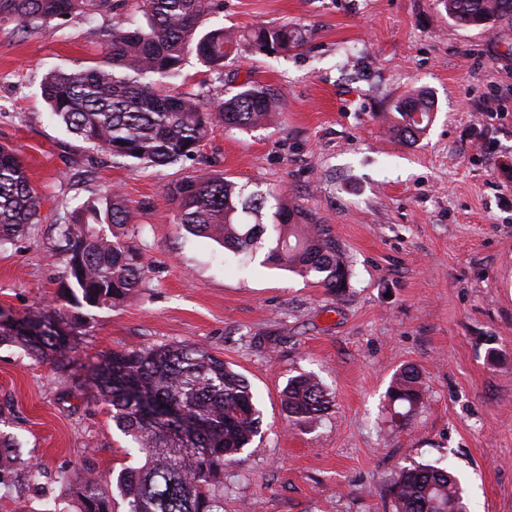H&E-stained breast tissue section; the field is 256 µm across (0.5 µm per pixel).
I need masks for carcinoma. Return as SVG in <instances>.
I'll return each instance as SVG.
<instances>
[{
    "label": "carcinoma",
    "mask_w": 512,
    "mask_h": 512,
    "mask_svg": "<svg viewBox=\"0 0 512 512\" xmlns=\"http://www.w3.org/2000/svg\"><path fill=\"white\" fill-rule=\"evenodd\" d=\"M448 17L462 25L484 26L512 18V0H441ZM145 24L130 27L107 20L90 29L109 68L84 67L53 74L42 84L50 117L96 150L132 166L165 167L193 157L217 125L251 130L273 111L268 93L251 83L214 107L199 96L158 91L176 84L185 55L194 53L219 81L236 40L203 21L222 8L220 0H140ZM114 9L112 0H0V20L22 30L46 28L88 11ZM246 40L257 52L281 55L301 46L292 26L264 24ZM398 136L415 143L425 135L432 105L422 94L397 105ZM177 205L176 223L191 234L247 253L267 232L275 235L266 261L302 276L321 275L327 288H344L349 270L338 240L325 224L308 223L284 195H243L224 177L187 178L167 188ZM272 210L271 225L261 221ZM39 201L16 150L0 145V247L38 223ZM134 223V209L109 189L67 214L66 298L76 308L110 306L139 287L142 256L97 231L101 224ZM76 323L57 312L22 320L0 318V344L22 348L33 359L65 371ZM92 382L112 409V422L131 437L144 462L118 475L127 512H223L216 483L224 466L236 461L259 432L248 380L223 359L197 344L132 348L105 356L92 368ZM419 370L407 366L394 377L388 397L394 414L408 420L424 404ZM284 408L295 423L320 419L330 408L322 384L298 375L284 389ZM82 504L81 512H112L105 484L90 471L64 475ZM396 512H468L463 489L446 468L417 464L400 470L390 487Z\"/></svg>",
    "instance_id": "carcinoma-1"
}]
</instances>
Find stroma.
<instances>
[{"mask_svg":"<svg viewBox=\"0 0 512 512\" xmlns=\"http://www.w3.org/2000/svg\"><path fill=\"white\" fill-rule=\"evenodd\" d=\"M216 24L243 34L288 23L303 44L266 56L248 45L213 80L187 56L178 89L205 103L244 81L272 94L260 128L215 127L195 160L134 167L93 150L51 120L41 84L52 72L102 67L86 30L98 14L50 29L0 22V145L18 150L39 221L0 248V313L62 308L67 277L59 218L106 189L135 220L104 225L141 253L140 288L88 308L72 366L59 372L0 346V432L22 459L0 485V512L59 504L56 476L92 470L108 483L139 458L97 396L87 367L134 347L194 343L249 381L258 436L224 471V512H394L393 477L408 465L451 467L470 512H512V41L463 26L440 0H223ZM434 101L416 143L394 131L398 100ZM221 176L246 192L276 189L328 225L351 268L334 291L188 233L168 186ZM420 369L426 405L395 421L386 392ZM308 374L333 405L317 424H289L281 394ZM41 463L40 494L26 461Z\"/></svg>","mask_w":512,"mask_h":512,"instance_id":"1","label":"stroma"}]
</instances>
